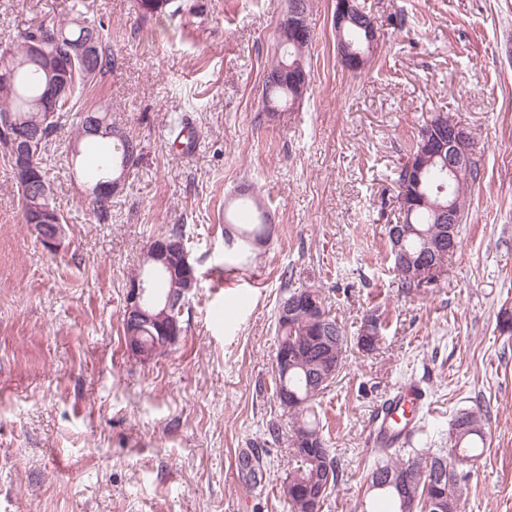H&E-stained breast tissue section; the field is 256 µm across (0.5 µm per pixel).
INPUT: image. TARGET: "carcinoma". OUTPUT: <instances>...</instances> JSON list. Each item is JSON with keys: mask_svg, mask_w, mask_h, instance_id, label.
I'll use <instances>...</instances> for the list:
<instances>
[{"mask_svg": "<svg viewBox=\"0 0 512 512\" xmlns=\"http://www.w3.org/2000/svg\"><path fill=\"white\" fill-rule=\"evenodd\" d=\"M76 15H84L91 22V33L95 38V56L92 67L78 69L68 75L67 91L60 97L58 105L51 112L38 111V100L44 93V74L37 72V66L27 63L26 44L41 38L47 44L48 52L56 56H65L70 44L83 37L84 30L73 25ZM282 52L270 65V72L280 71L283 66L296 63L307 66V53L312 40L293 41L278 36ZM10 54L14 73L0 69V116L13 115L21 123L40 120L46 131V139L33 150L32 165L35 177L52 188L44 159L52 145L53 136L58 131L69 128L73 139L71 167L83 169V150L81 146L94 144L100 140L108 141L109 147L99 154L98 166L86 174L91 181L108 178L115 174L128 173L139 161L138 144L130 137L120 141L113 137L118 127L112 123L110 105L88 98L89 92L100 82L104 75L112 70L114 58L108 40V24L94 11L92 0H68L66 14L56 19L42 20L20 32V35L0 46V58ZM302 98L294 88L279 81H267L263 89V107L271 110L276 107L292 106ZM95 117L104 122V130L98 135L87 134V121ZM430 124H425L417 140L409 147L407 163L398 174L399 188L407 187L409 168L425 165L422 192L429 202L418 200L416 206L403 217L407 235L405 249L412 263L404 265L393 257V269L403 288H418L431 272V266H442L448 256L458 249V232L448 239V225L436 223L434 212L429 206L437 198V186L443 182L441 173L444 161H423L422 143ZM477 169L470 167L460 171V176L452 178L449 200L455 202L457 212H462L468 183L477 179ZM256 223L240 232L239 245L234 239L225 241L234 258L245 255V246L251 240H260L267 232L263 224L262 208L256 206ZM442 239L444 245L433 255L427 253L425 245L429 241ZM294 295H312L323 305V322L328 327L322 339H328L338 345L336 369L334 373L325 371L319 361L318 351H303L293 355L288 368L275 371V398L279 399L288 392L297 396V400L288 405L287 410L295 417L294 435L291 440V454L299 466L288 476V493L284 494L289 512H296L300 500L307 494L324 500L335 488L339 469L335 456H329L328 463L315 464L308 458V452L317 442L324 441L319 421L314 411V403L338 377L348 350V338L331 307L326 305L323 293L317 288H295L285 290L280 301L291 299ZM316 324L308 311L296 308L290 323L285 325L277 319V333L280 336L278 349L293 351L292 337L312 334ZM140 339L143 345L156 349V354L165 352L166 346L159 339V333L153 327L145 326ZM485 414L481 411H464L455 417L449 435L450 446L432 449L430 433L416 424L409 428L389 429L385 437L374 450V460L367 473V490L360 505V512H378L373 503L385 498L392 504L389 512H410L420 509L425 512H461L458 494V470L453 467L457 458H463L476 464L486 452L487 435L484 427Z\"/></svg>", "mask_w": 512, "mask_h": 512, "instance_id": "cac0c4a2", "label": "carcinoma"}]
</instances>
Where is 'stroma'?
<instances>
[{
	"label": "stroma",
	"instance_id": "1",
	"mask_svg": "<svg viewBox=\"0 0 512 512\" xmlns=\"http://www.w3.org/2000/svg\"><path fill=\"white\" fill-rule=\"evenodd\" d=\"M379 40L367 67L336 50L334 0H310L305 97L266 111L286 0H94L116 65L98 100L140 161L94 216L58 132L47 168L66 224L58 251L23 224L0 158V512H287L292 419L274 396L284 288L321 289L349 348L315 401L341 478L322 512H359L373 461L369 417L400 386L427 395L421 424L445 447L461 410L488 413V450L463 512H512V0H357ZM67 0H0V42ZM445 113L480 168L460 244L432 282L402 288L386 227L421 128ZM191 130L190 152L169 131ZM250 187L266 244L223 276L224 211ZM185 225L199 286L185 331L143 363L124 345L125 289L144 247ZM246 306L230 301L237 289ZM378 316L372 352L357 339ZM259 463L255 485L245 461Z\"/></svg>",
	"mask_w": 512,
	"mask_h": 512
}]
</instances>
